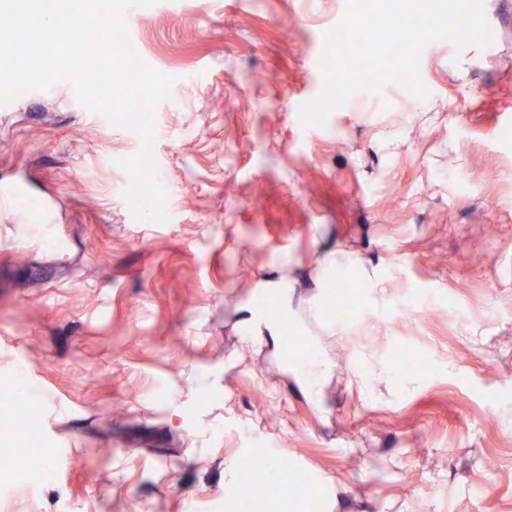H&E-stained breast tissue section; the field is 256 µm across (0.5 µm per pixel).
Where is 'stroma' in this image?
I'll use <instances>...</instances> for the list:
<instances>
[{"instance_id": "1", "label": "stroma", "mask_w": 512, "mask_h": 512, "mask_svg": "<svg viewBox=\"0 0 512 512\" xmlns=\"http://www.w3.org/2000/svg\"><path fill=\"white\" fill-rule=\"evenodd\" d=\"M347 0H158L127 25L174 77L155 109L166 221L118 159L139 135L69 83L0 110V187L50 203L0 223V387L18 364L48 474L0 470V512H227L273 449L306 502L253 512H512V0L492 41L424 47L399 84L304 125ZM354 301L315 303L337 256ZM276 294L316 382L258 319ZM424 368L403 371L402 352ZM85 466H76L78 458Z\"/></svg>"}]
</instances>
